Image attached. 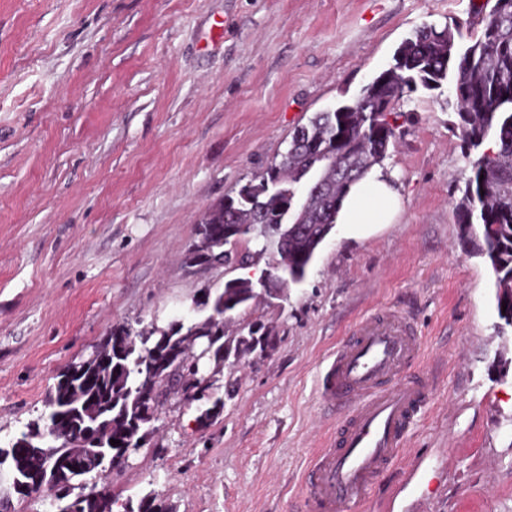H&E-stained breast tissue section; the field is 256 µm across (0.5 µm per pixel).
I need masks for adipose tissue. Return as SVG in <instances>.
<instances>
[{
	"label": "adipose tissue",
	"instance_id": "1",
	"mask_svg": "<svg viewBox=\"0 0 512 512\" xmlns=\"http://www.w3.org/2000/svg\"><path fill=\"white\" fill-rule=\"evenodd\" d=\"M399 209L400 195L395 183L377 167L349 188L336 221L356 232L367 226L394 223Z\"/></svg>",
	"mask_w": 512,
	"mask_h": 512
}]
</instances>
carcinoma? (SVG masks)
Listing matches in <instances>:
<instances>
[{"label": "carcinoma", "instance_id": "cac0c4a2", "mask_svg": "<svg viewBox=\"0 0 512 512\" xmlns=\"http://www.w3.org/2000/svg\"><path fill=\"white\" fill-rule=\"evenodd\" d=\"M480 25L464 46L457 27L417 32L400 46L394 66L365 85L352 104L319 112L296 129L287 151L258 182L208 209L186 266H245L250 255L232 244L261 237L263 250L275 255L271 287L262 291L302 282L336 226L345 188L387 156L396 135L388 119L393 104L419 85L435 88L449 80L465 147L493 144L469 161L471 174L454 207L462 249L492 270L497 310H505L499 317L512 326V0H495ZM257 297L254 283L243 279L235 288L202 289L192 309L209 311L204 318L152 325L135 335L124 326L110 328L87 358L57 376L42 421L0 448V481L6 484L0 512H11L15 498L41 494L54 512H67L73 499L81 500L80 512H115L117 505L123 512H169L154 493L123 500L72 478L73 468L97 472L104 462L108 472H122V459L144 447L170 393L200 403V426L218 419L224 400L201 360L220 367L241 353L264 351V341L272 350L279 342L261 323L248 325L245 336L224 335L234 312Z\"/></svg>", "mask_w": 512, "mask_h": 512}]
</instances>
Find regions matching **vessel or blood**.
Masks as SVG:
<instances>
[{"label":"vessel or blood","mask_w":512,"mask_h":512,"mask_svg":"<svg viewBox=\"0 0 512 512\" xmlns=\"http://www.w3.org/2000/svg\"><path fill=\"white\" fill-rule=\"evenodd\" d=\"M421 343L409 315L377 311L328 353L319 394L336 425L307 465L304 512L366 502L378 477L401 460L433 392L432 379L415 368Z\"/></svg>","instance_id":"obj_1"}]
</instances>
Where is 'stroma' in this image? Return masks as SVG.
Segmentation results:
<instances>
[{"mask_svg": "<svg viewBox=\"0 0 512 512\" xmlns=\"http://www.w3.org/2000/svg\"><path fill=\"white\" fill-rule=\"evenodd\" d=\"M494 0H0V447L44 411L67 365L116 324L191 318L200 289L259 280L187 268L196 226L288 148L317 112L351 102L425 26L469 32ZM450 83L395 103L382 166L396 223L336 226L287 300L245 320L270 354L212 369L234 380L221 416L170 399L149 445L112 483L174 512H301L302 473L332 418L322 361L362 317L411 315L432 400L402 461L346 512H512V327L492 275L459 243L470 174Z\"/></svg>", "mask_w": 512, "mask_h": 512, "instance_id": "35a3bbf8", "label": "stroma"}]
</instances>
